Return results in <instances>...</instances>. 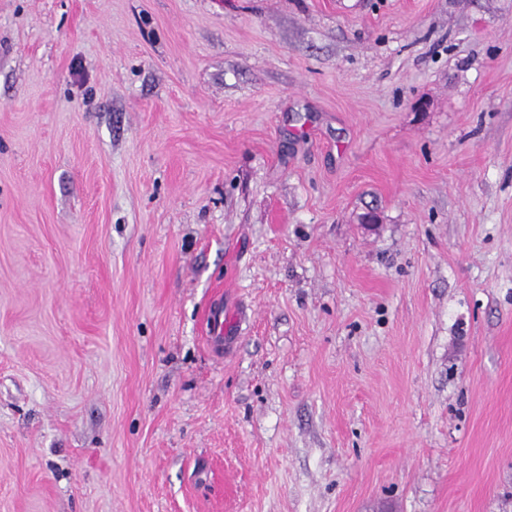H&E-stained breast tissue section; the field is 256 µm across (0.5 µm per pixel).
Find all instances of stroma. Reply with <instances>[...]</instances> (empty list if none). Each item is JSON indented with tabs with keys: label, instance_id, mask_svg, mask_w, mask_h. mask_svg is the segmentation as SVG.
I'll use <instances>...</instances> for the list:
<instances>
[{
	"label": "stroma",
	"instance_id": "obj_1",
	"mask_svg": "<svg viewBox=\"0 0 512 512\" xmlns=\"http://www.w3.org/2000/svg\"><path fill=\"white\" fill-rule=\"evenodd\" d=\"M0 512H512V0H0Z\"/></svg>",
	"mask_w": 512,
	"mask_h": 512
}]
</instances>
